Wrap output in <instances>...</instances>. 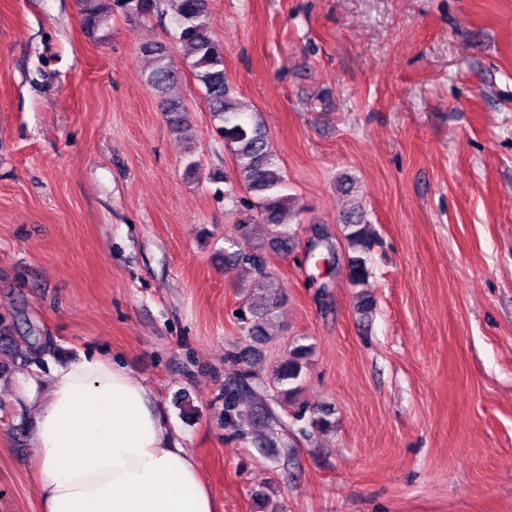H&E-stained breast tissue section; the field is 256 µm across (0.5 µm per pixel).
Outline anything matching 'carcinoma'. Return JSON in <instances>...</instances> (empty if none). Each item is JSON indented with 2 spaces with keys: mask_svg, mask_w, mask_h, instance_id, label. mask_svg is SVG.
Wrapping results in <instances>:
<instances>
[{
  "mask_svg": "<svg viewBox=\"0 0 512 512\" xmlns=\"http://www.w3.org/2000/svg\"><path fill=\"white\" fill-rule=\"evenodd\" d=\"M173 20L179 29V42L191 59L193 76L203 88L204 98L211 112L219 119L218 132L233 156L235 178L239 186L253 195L256 201H241L240 218L227 242L234 248L224 252V262L253 276V287L273 293L268 302L240 307L239 320L256 344L270 339V325L274 309L281 295L274 288L275 281L265 269L261 251L270 246L287 249L293 241V221L299 211L293 197L285 193L286 180L268 147L263 126L258 123L247 104L231 90L224 73V46L211 30L209 0H169ZM113 7L127 14H142L150 8L148 0H113ZM153 64L148 85L162 97L163 111L169 114L172 126L179 130L185 123L186 109L182 102L169 97L174 84V72L166 62L164 49L152 51ZM344 239L351 255L348 257V277L356 288L367 284L370 277L368 254L374 243L372 224L365 220L358 203H353L341 219ZM311 347L297 345L288 357L278 364L273 380L290 388L281 390L285 398L298 391L294 386L303 369V360ZM249 370L224 385V416L227 423L236 426L240 434L249 433L255 411L254 399L248 389Z\"/></svg>",
  "mask_w": 512,
  "mask_h": 512,
  "instance_id": "carcinoma-1",
  "label": "carcinoma"
}]
</instances>
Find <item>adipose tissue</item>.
<instances>
[{
    "label": "adipose tissue",
    "mask_w": 512,
    "mask_h": 512,
    "mask_svg": "<svg viewBox=\"0 0 512 512\" xmlns=\"http://www.w3.org/2000/svg\"><path fill=\"white\" fill-rule=\"evenodd\" d=\"M16 391L35 412L40 512H216L194 455L125 369L84 355L18 375Z\"/></svg>",
    "instance_id": "obj_1"
}]
</instances>
